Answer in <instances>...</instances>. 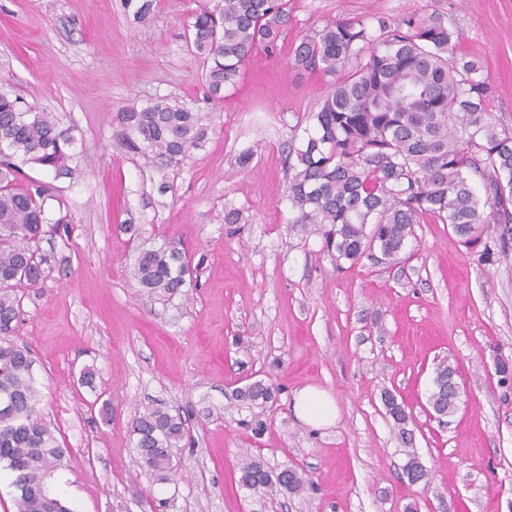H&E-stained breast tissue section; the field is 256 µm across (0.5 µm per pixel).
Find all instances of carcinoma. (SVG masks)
Here are the masks:
<instances>
[{
	"label": "carcinoma",
	"mask_w": 512,
	"mask_h": 512,
	"mask_svg": "<svg viewBox=\"0 0 512 512\" xmlns=\"http://www.w3.org/2000/svg\"><path fill=\"white\" fill-rule=\"evenodd\" d=\"M201 0L187 43L207 61L211 98L224 99L242 66L260 46L272 48L288 30V0ZM392 29L343 18L289 46L293 65L332 78L320 109L310 115L288 182L296 211L293 227L323 232L336 264L379 256L393 263L428 217L450 225L467 241L486 224L501 225L503 251L512 243V129L501 128L488 110L490 87L477 59L458 57V33L437 16ZM121 143L131 154L152 157L162 170L178 166L204 140L202 117L167 101L117 113ZM74 139L51 112L22 107L0 90V335L15 332L20 306L11 291L44 281L46 260L37 243L46 236L70 237L67 216L51 220L47 182L30 179L32 164L56 177L74 174ZM482 185L484 196L477 194ZM190 274L186 252L174 243L141 249L133 275L163 300L182 292ZM30 352L0 342V466L12 473L16 512H73L50 488L67 449L39 415ZM452 370H436L429 403L440 416L456 410L448 388ZM272 388L262 382L236 397L263 402ZM391 418L401 439L412 443L409 416L395 405ZM136 466L159 481L169 479L171 454L184 437L182 420L157 403L140 415ZM239 482L254 492H300L297 470L280 480L257 461L240 467Z\"/></svg>",
	"instance_id": "carcinoma-1"
}]
</instances>
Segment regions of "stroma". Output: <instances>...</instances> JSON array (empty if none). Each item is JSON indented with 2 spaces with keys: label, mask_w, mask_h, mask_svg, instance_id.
<instances>
[{
  "label": "stroma",
  "mask_w": 512,
  "mask_h": 512,
  "mask_svg": "<svg viewBox=\"0 0 512 512\" xmlns=\"http://www.w3.org/2000/svg\"><path fill=\"white\" fill-rule=\"evenodd\" d=\"M195 7L153 0L140 23L123 0H0V85L55 114L79 164L55 179L26 169L52 182L50 217L73 222L69 240L40 242L46 277L17 289L12 337L31 352L41 413L67 449L52 488L74 512H512V254L498 225L468 242L418 224L399 263H339L315 226L291 227L285 166L328 82L294 69L288 44L340 18L396 28L440 15L481 60L492 115L512 128V0H290L285 42L258 50L217 104L186 41ZM160 99L207 129L164 173L117 136L121 107ZM231 211L238 223H225ZM167 240L197 270L163 301L133 266L139 248ZM442 364L462 391L445 418L428 402ZM257 381L273 400L237 398ZM307 386L333 395V425L296 416ZM388 393L405 405L411 445ZM157 402L190 429L167 483L133 464V423ZM412 453L428 481L405 476ZM252 459L310 485L249 492L238 477Z\"/></svg>",
  "instance_id": "35a3bbf8"
}]
</instances>
